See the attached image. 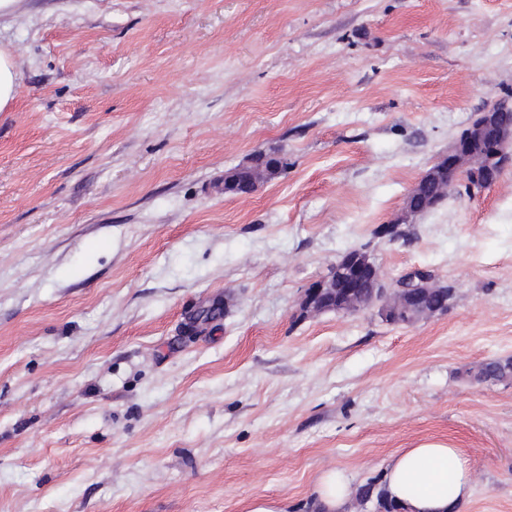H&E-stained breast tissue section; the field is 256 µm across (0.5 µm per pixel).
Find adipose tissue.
I'll return each instance as SVG.
<instances>
[{"label":"adipose tissue","mask_w":512,"mask_h":512,"mask_svg":"<svg viewBox=\"0 0 512 512\" xmlns=\"http://www.w3.org/2000/svg\"><path fill=\"white\" fill-rule=\"evenodd\" d=\"M474 476L459 449L424 444L392 455L385 465L384 494L397 512H464ZM314 512H347L350 480L340 469L318 478Z\"/></svg>","instance_id":"1"}]
</instances>
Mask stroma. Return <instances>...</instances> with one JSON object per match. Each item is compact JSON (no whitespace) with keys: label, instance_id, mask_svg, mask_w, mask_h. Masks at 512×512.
<instances>
[{"label":"stroma","instance_id":"stroma-1","mask_svg":"<svg viewBox=\"0 0 512 512\" xmlns=\"http://www.w3.org/2000/svg\"><path fill=\"white\" fill-rule=\"evenodd\" d=\"M1 51L0 512H310L427 443L512 512V166L378 233L512 95V0H17ZM352 249L447 309L300 316ZM18 73L13 56L6 51L0 52V112L10 107L18 92ZM312 512H348L350 499V480L347 473L340 469L324 471L318 478L315 488Z\"/></svg>","mask_w":512,"mask_h":512}]
</instances>
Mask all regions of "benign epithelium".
<instances>
[{"instance_id":"7a95c632","label":"benign epithelium","mask_w":512,"mask_h":512,"mask_svg":"<svg viewBox=\"0 0 512 512\" xmlns=\"http://www.w3.org/2000/svg\"><path fill=\"white\" fill-rule=\"evenodd\" d=\"M512 112V96L498 98L479 112L456 136L448 153L437 159L412 186L408 197H419L422 189L430 184L437 186L434 200L424 199L423 207L434 208L441 197L458 180L465 182L470 192H480L492 186L507 165L512 164V123L501 122L500 113ZM250 169L252 183L249 192L270 177L264 159L250 155L240 169ZM407 287L400 283L388 287L370 255L352 250L336 261L332 272L311 283L304 290L299 303L302 316L326 312L356 313L371 307L374 297H379L378 311L386 321L415 322L433 314L425 303V295L432 288V279L425 271L414 273Z\"/></svg>"}]
</instances>
